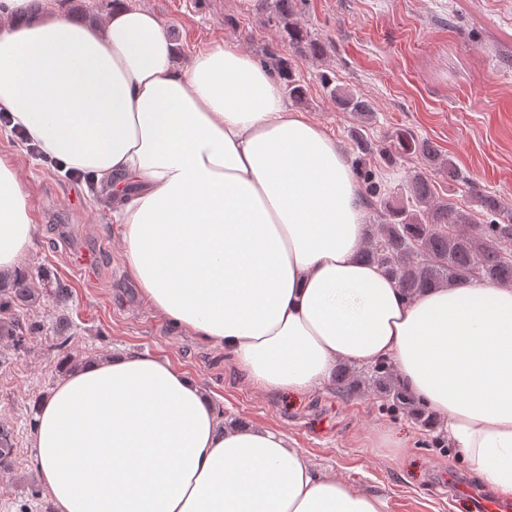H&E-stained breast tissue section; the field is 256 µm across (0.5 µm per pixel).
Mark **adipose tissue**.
<instances>
[{"label": "adipose tissue", "instance_id": "1", "mask_svg": "<svg viewBox=\"0 0 512 512\" xmlns=\"http://www.w3.org/2000/svg\"><path fill=\"white\" fill-rule=\"evenodd\" d=\"M0 0V108L43 156L111 180L129 273L154 315L220 347L265 392L307 395L338 360L392 363L449 447L512 495V288L471 280L406 298L359 261L363 189L335 139L286 106L235 45L187 67L153 12L102 27L61 0ZM0 158V271L31 245ZM36 469L54 512H385L267 428L228 426L168 359L72 369L38 404Z\"/></svg>", "mask_w": 512, "mask_h": 512}]
</instances>
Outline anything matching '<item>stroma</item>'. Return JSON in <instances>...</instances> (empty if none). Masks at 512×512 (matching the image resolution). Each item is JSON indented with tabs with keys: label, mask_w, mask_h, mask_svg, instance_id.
<instances>
[{
	"label": "stroma",
	"mask_w": 512,
	"mask_h": 512,
	"mask_svg": "<svg viewBox=\"0 0 512 512\" xmlns=\"http://www.w3.org/2000/svg\"><path fill=\"white\" fill-rule=\"evenodd\" d=\"M153 11L178 46L184 66L211 43L237 45L259 63L288 58L306 88L291 110L305 113L354 159L355 114L337 107L323 77L356 90L375 120L364 133L381 145L413 131L451 156L458 181L434 172L438 200L480 212L493 195L512 208V0H297L295 18L326 47L301 55L281 36L273 0H130ZM0 157L19 173L35 226L20 268L32 271L38 300L19 315L38 322L26 349L0 338V424L13 432L18 461L0 472V512H50L34 497L31 420L39 399L79 362L136 351L168 359L208 392L226 422L283 433L316 469L379 494L386 512H476L496 499L492 486L456 450L436 447L430 430L385 395L329 383L311 395L263 392L247 383L221 348L158 320L142 301L123 256L107 188L88 189L30 152L0 126ZM69 284L68 300L54 297ZM409 445L398 455L377 447L376 429Z\"/></svg>",
	"instance_id": "obj_1"
}]
</instances>
